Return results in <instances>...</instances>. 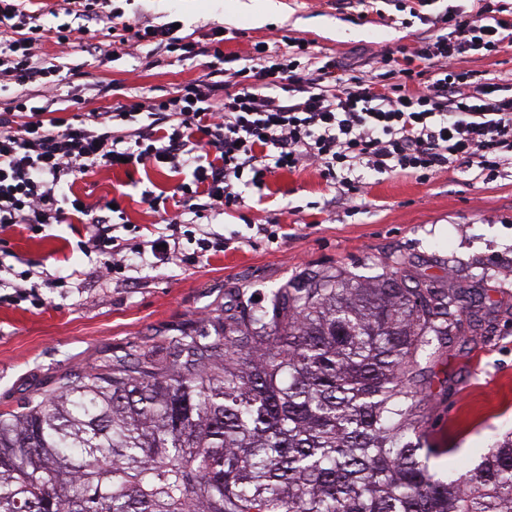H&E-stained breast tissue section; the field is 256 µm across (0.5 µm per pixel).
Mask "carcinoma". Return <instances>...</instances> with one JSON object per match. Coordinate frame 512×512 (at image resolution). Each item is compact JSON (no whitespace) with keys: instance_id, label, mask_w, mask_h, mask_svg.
Returning <instances> with one entry per match:
<instances>
[{"instance_id":"obj_1","label":"carcinoma","mask_w":512,"mask_h":512,"mask_svg":"<svg viewBox=\"0 0 512 512\" xmlns=\"http://www.w3.org/2000/svg\"><path fill=\"white\" fill-rule=\"evenodd\" d=\"M472 288L315 275L0 414V512H512V433L428 470L421 353Z\"/></svg>"}]
</instances>
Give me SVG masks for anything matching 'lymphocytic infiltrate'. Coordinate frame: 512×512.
<instances>
[{
  "label": "lymphocytic infiltrate",
  "mask_w": 512,
  "mask_h": 512,
  "mask_svg": "<svg viewBox=\"0 0 512 512\" xmlns=\"http://www.w3.org/2000/svg\"><path fill=\"white\" fill-rule=\"evenodd\" d=\"M102 0H63L78 27L50 29L17 0H0V69L19 87L38 83L46 106L18 103L0 113V232L25 224L40 231L64 221L60 204L71 180L122 163L190 170L177 186L184 213L220 212L241 204V187H265L272 174L315 166L343 193L361 192L353 172L402 170L426 178L454 164L494 176L512 165V94L499 83L480 95L465 92L473 78L461 64L475 54L512 48V8L501 0H474L419 19L424 26L408 59L398 67L390 55L372 61L368 76L348 75L335 57L312 52L308 42L286 39L284 49L256 46L255 64L233 71L231 84L205 73L173 95L146 104L145 122L116 107L65 118L51 107L61 102L57 65L36 52L46 42L65 46L84 39L90 22H114ZM126 35L156 44L188 60L210 51L176 36L173 23L140 26L126 21ZM222 62L233 55L211 51ZM88 216L89 243L103 249L97 272L109 277L121 263L109 216Z\"/></svg>",
  "instance_id": "f902f5d3"
}]
</instances>
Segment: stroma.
<instances>
[{"label":"stroma","mask_w":512,"mask_h":512,"mask_svg":"<svg viewBox=\"0 0 512 512\" xmlns=\"http://www.w3.org/2000/svg\"><path fill=\"white\" fill-rule=\"evenodd\" d=\"M273 2L277 16L263 23L237 10L236 0H105L103 8L148 25L180 22V36L244 59L256 43L288 35L351 62L387 51L401 63L420 26L410 13L417 0H371L363 18L356 0ZM41 52L71 70V115L130 106L144 95L162 99L203 73L198 61L134 42L102 62L81 47L47 44ZM97 79L111 83L114 95L99 96ZM356 174L364 193L350 200L313 168L280 171L264 189H243L240 205L174 231L142 193L153 191L172 207L182 175L140 166L78 178L73 196L120 205L124 221L115 234L125 269L110 280L97 277L99 254L83 249L88 228L78 214L36 234L25 227L0 234V261L32 271L37 285L35 297L22 302L0 289V412L52 395L63 378L102 362L261 309L283 284L326 271L395 272L433 288H474L499 304L477 330L449 331L447 344L433 345L425 361L431 472L444 479L453 462H478V449L512 432V167L488 180L459 165L426 180L363 167ZM160 237L167 253L159 260L145 248Z\"/></svg>","instance_id":"35a3bbf8"}]
</instances>
